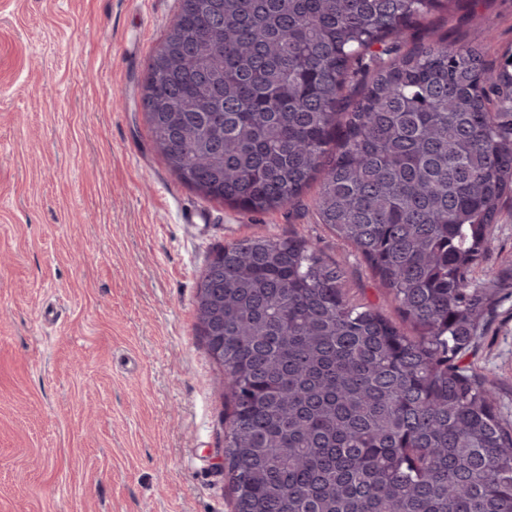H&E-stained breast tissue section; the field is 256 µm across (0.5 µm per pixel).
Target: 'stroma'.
I'll list each match as a JSON object with an SVG mask.
<instances>
[{
	"mask_svg": "<svg viewBox=\"0 0 512 512\" xmlns=\"http://www.w3.org/2000/svg\"><path fill=\"white\" fill-rule=\"evenodd\" d=\"M435 19L512 55V0ZM178 0H0V512H234L232 402L197 332L200 277L225 245L308 240L349 299L394 324L359 253L289 210L202 199L153 149L139 90ZM483 13V14H484ZM497 294L466 358L512 422V199L473 277Z\"/></svg>",
	"mask_w": 512,
	"mask_h": 512,
	"instance_id": "1",
	"label": "stroma"
}]
</instances>
